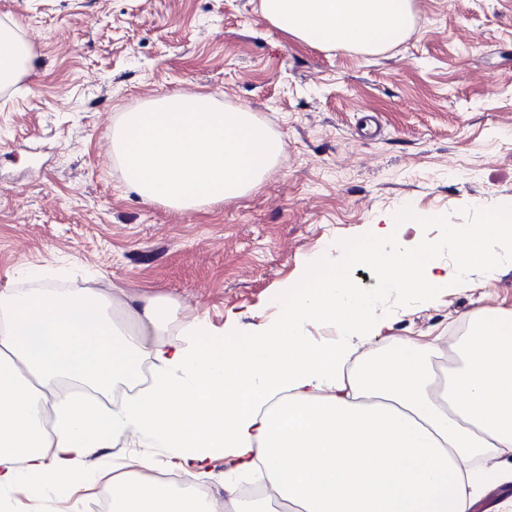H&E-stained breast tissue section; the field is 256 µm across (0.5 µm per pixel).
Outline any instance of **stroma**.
Here are the masks:
<instances>
[{"instance_id": "1", "label": "stroma", "mask_w": 512, "mask_h": 512, "mask_svg": "<svg viewBox=\"0 0 512 512\" xmlns=\"http://www.w3.org/2000/svg\"><path fill=\"white\" fill-rule=\"evenodd\" d=\"M32 47L0 88V290L96 288L165 295L203 317L220 351L304 286L308 260L340 264L386 324L372 350L460 333L512 313V255L428 302L379 285L369 226L411 204L421 234L486 226L512 207V0H413L400 43L370 54L308 45L258 0H0ZM212 94L250 107L282 142L261 186L199 211L148 203L112 155V129L154 97Z\"/></svg>"}]
</instances>
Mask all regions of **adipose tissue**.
Segmentation results:
<instances>
[{"mask_svg": "<svg viewBox=\"0 0 512 512\" xmlns=\"http://www.w3.org/2000/svg\"><path fill=\"white\" fill-rule=\"evenodd\" d=\"M263 16L307 43L375 52L398 43L411 22L408 0H260ZM33 54L0 24V86L29 70ZM384 251L350 254L373 264L386 287L423 300L458 287L473 271L491 276L512 248V224L488 231L454 224L445 243L421 237L410 207L371 227ZM452 266L430 262L440 246ZM306 288L254 326L259 343L199 346L211 335L200 317L169 339L165 297H111L92 288L0 290V503L24 492L43 498L98 488L110 512H474L498 490L495 512H512V326L477 313L441 369L443 339L409 337L382 352L357 354L354 339L381 334L370 297L307 261ZM330 323L344 339L321 346L306 332ZM158 369L152 384L113 408L90 404ZM53 410L51 428L43 411ZM141 436L182 461L183 492L135 476L126 462L87 459L108 438ZM224 476V498L207 491ZM264 482L250 499L243 482Z\"/></svg>", "mask_w": 512, "mask_h": 512, "instance_id": "obj_1", "label": "adipose tissue"}]
</instances>
